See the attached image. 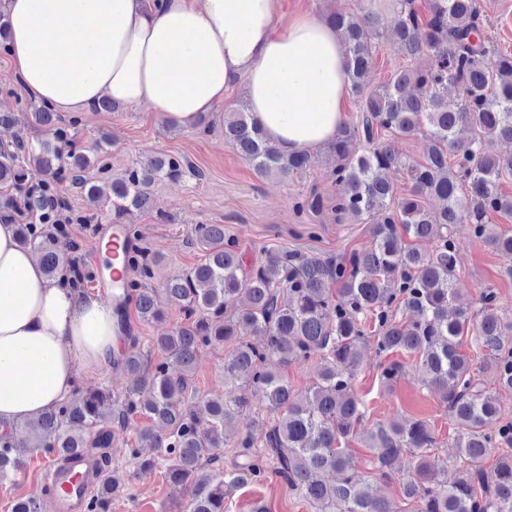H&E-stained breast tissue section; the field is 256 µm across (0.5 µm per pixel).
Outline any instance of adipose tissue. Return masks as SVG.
Returning <instances> with one entry per match:
<instances>
[{"label":"adipose tissue","instance_id":"ef3b65f1","mask_svg":"<svg viewBox=\"0 0 512 512\" xmlns=\"http://www.w3.org/2000/svg\"><path fill=\"white\" fill-rule=\"evenodd\" d=\"M280 0H7L11 66L60 112L102 98L194 125L245 85L252 121L282 153L336 136L350 86L338 31ZM126 338L110 302L49 280L0 223V433L66 400L81 369L111 366Z\"/></svg>","mask_w":512,"mask_h":512}]
</instances>
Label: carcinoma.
I'll return each mask as SVG.
<instances>
[{"mask_svg": "<svg viewBox=\"0 0 512 512\" xmlns=\"http://www.w3.org/2000/svg\"><path fill=\"white\" fill-rule=\"evenodd\" d=\"M390 8V37L417 64L366 94L365 77L382 43L383 12ZM327 20L344 38L351 91L364 96L362 116L356 125H342L324 147L335 162L336 198L312 194L296 209L318 212L331 202L339 217L372 225L369 245L340 260L286 249L249 263L224 225H196L201 260L163 284L182 314L179 324L154 337L164 360L150 363L139 337L127 336L121 360L112 364L132 378L118 407L107 414L110 390L80 383L67 400L28 422L31 439L18 438L16 425L0 434L1 483L25 470L22 448H37L56 461L76 451L107 458L129 415L141 414L151 426L126 449V463L132 473L164 466L174 492L170 512H225L231 491L272 475L317 512H400L373 492L359 470L349 449L354 439L370 450L383 479L392 478L403 453L411 454L403 496L417 503V512H512V419L460 351L462 337H470L484 352L492 382L511 392L512 343L504 337L512 335V321L504 319L493 288L481 291L478 316L448 315L461 245L457 225L505 258L504 272L512 278V232L493 223L496 216L512 217V197L500 189L512 159L490 152L496 140L512 143V55L490 49L477 0H427L424 13L416 0H366L360 13L334 11ZM450 85L461 91L453 103ZM29 109L47 132L34 144L14 133L19 114L0 112V185L13 189L0 196V223H14L16 212L24 211L17 224L20 244L40 254L48 278L64 276L80 288L96 273L83 267L76 243L65 257L54 242L70 236V225H88L94 216L66 213L57 185L69 181L95 207L105 201L112 222L137 240L139 230L125 223L126 216L149 209L156 180H177L191 165L177 155L156 158L113 178L104 200L85 177L94 159L75 142L81 119L64 120L36 98ZM461 127L470 130L464 141L456 137ZM422 130L430 141L427 155L408 166L411 191L398 199L387 171L402 161L381 135ZM224 139L262 176L290 177L311 166L309 154L285 155L273 147L245 106L224 114ZM427 196L440 199L441 210H429ZM405 236L414 243H404ZM421 241L431 249L422 251ZM158 264L144 247L129 257L131 276L116 312L128 304L143 323L162 320L150 288ZM224 342L234 343L224 361V385L237 392L202 393L193 383L199 353ZM368 346L380 358L384 387L401 376L404 365L391 356L402 353L413 359L423 384L440 393L456 426L452 448L463 462L454 481L426 454L436 447L428 423L365 426L355 378ZM313 357L321 370L299 394L280 368ZM188 395L195 399L189 408ZM256 401L272 417L261 438L238 424ZM227 446L235 452L225 465L220 451ZM144 448L156 454L145 456ZM493 448L500 454L488 470L484 461ZM329 471L338 475L333 483L323 479ZM123 487L117 470L103 469L85 512H106Z\"/></svg>", "mask_w": 512, "mask_h": 512, "instance_id": "obj_1", "label": "carcinoma"}]
</instances>
